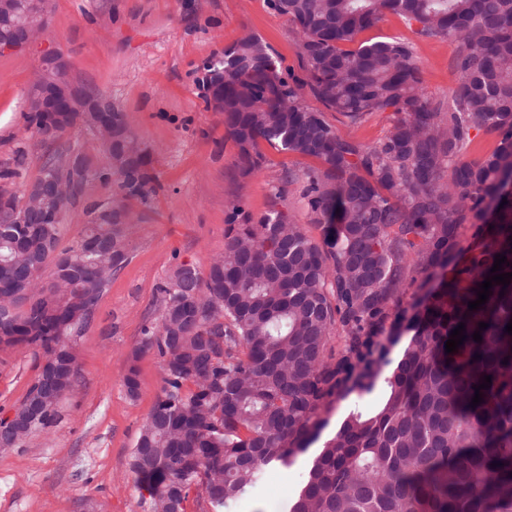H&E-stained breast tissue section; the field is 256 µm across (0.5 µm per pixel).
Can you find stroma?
<instances>
[{
	"label": "stroma",
	"instance_id": "35a3bbf8",
	"mask_svg": "<svg viewBox=\"0 0 512 512\" xmlns=\"http://www.w3.org/2000/svg\"><path fill=\"white\" fill-rule=\"evenodd\" d=\"M248 32L285 65L299 68L295 28L266 0H50L42 39L19 52H0V170L19 171L0 180V190L23 196L50 157L62 164L76 155L94 167L102 162L100 141L83 128L48 144L27 127V92L49 46L70 61L74 83L109 97L124 112L156 177L146 199L125 202L127 260L113 274L90 326L74 339L76 388L50 427L0 448V512H144L130 455L163 386L159 356L140 347L143 327L160 321L156 288L177 266L203 273L223 253L229 202L242 199L247 210L261 214L282 175L307 164L264 143L262 170L240 176L224 115L204 102L197 84L204 63ZM362 37L411 42L423 88L433 98L447 99L458 82L455 44L420 37L398 16L384 17ZM118 196L116 182H86L61 213V247L79 241L89 207ZM41 362L29 351L0 350V417L23 398ZM132 366L139 381L134 399L122 384ZM354 403L350 396L337 398L319 440L297 452L288 467L270 468L263 488L238 512H287L323 440Z\"/></svg>",
	"mask_w": 512,
	"mask_h": 512
}]
</instances>
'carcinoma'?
<instances>
[{"instance_id":"carcinoma-1","label":"carcinoma","mask_w":512,"mask_h":512,"mask_svg":"<svg viewBox=\"0 0 512 512\" xmlns=\"http://www.w3.org/2000/svg\"><path fill=\"white\" fill-rule=\"evenodd\" d=\"M297 33L304 76L282 66L259 37L236 42L204 65L224 71V129L242 176L264 164L260 142L318 162L283 178L301 185L323 243L281 208L274 186L258 216L235 200L225 211L224 253L201 274L181 266L157 287L162 314L142 329L141 348L162 360L163 386L136 440L130 466L149 494L147 512H180L204 501L234 512L273 466H288L317 440L338 397L382 387L376 406L349 412L322 446L289 512H512V283H492L485 304L468 302L506 256L512 273V0H268ZM393 14L425 38L457 44L458 86L448 100L424 92L412 44L358 41ZM310 93L319 108L306 104ZM357 126L390 113L372 145L344 137L327 117ZM28 127L55 141L38 115ZM493 150L464 155L472 134ZM132 136L92 169L68 171L70 197L90 175L114 170L126 198H142L154 177L144 152L126 160ZM77 243L59 248L60 224L0 223V348L30 349L43 364L23 399L47 385L66 344L93 316L71 321L75 304L95 312L125 261L115 211L91 208ZM481 245L461 267V226ZM55 277L39 284L11 245ZM452 278L444 277L448 267ZM416 287L411 308L403 307ZM488 327L479 329V323ZM465 324L453 353L445 343ZM480 332L482 341L473 339ZM343 338L334 350L333 336ZM407 337L393 370L378 364ZM483 402L472 407L475 387ZM43 408L29 433L52 425Z\"/></svg>"}]
</instances>
